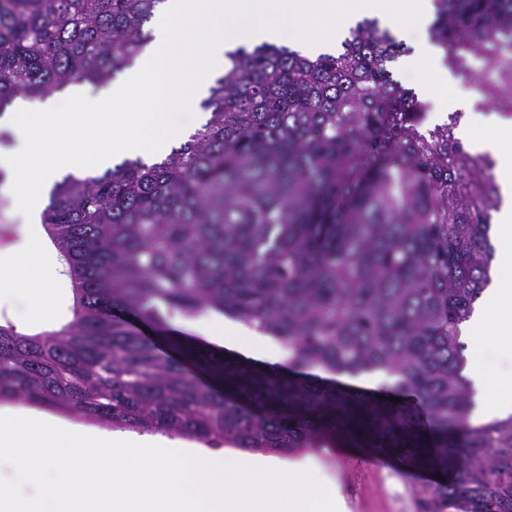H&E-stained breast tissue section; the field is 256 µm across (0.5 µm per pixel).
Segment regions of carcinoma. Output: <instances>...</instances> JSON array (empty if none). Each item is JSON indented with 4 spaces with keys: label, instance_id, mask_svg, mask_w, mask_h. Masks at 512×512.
<instances>
[{
    "label": "carcinoma",
    "instance_id": "cac0c4a2",
    "mask_svg": "<svg viewBox=\"0 0 512 512\" xmlns=\"http://www.w3.org/2000/svg\"><path fill=\"white\" fill-rule=\"evenodd\" d=\"M159 0H0V110L132 65ZM446 64L512 112V0H435ZM366 20L315 57L261 44L229 65L207 122L164 158L55 184L42 224L72 282L55 331L0 324V400L115 428L274 453L357 448L438 473L418 512H512V416L471 422L461 326L491 281L488 155L392 78ZM496 73L484 82L469 64ZM213 311L288 351L266 367L171 326ZM394 378L389 396L322 374Z\"/></svg>",
    "mask_w": 512,
    "mask_h": 512
}]
</instances>
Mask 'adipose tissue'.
<instances>
[{
    "label": "adipose tissue",
    "instance_id": "1",
    "mask_svg": "<svg viewBox=\"0 0 512 512\" xmlns=\"http://www.w3.org/2000/svg\"><path fill=\"white\" fill-rule=\"evenodd\" d=\"M469 147L488 151L498 159L497 177L503 205L497 214L494 229L496 243V272L498 284L489 289L483 310L474 316L465 327L466 334L476 343L493 346L497 352L512 363V301L501 302L502 284L512 279V154L505 152L499 143L486 135L475 137L465 134ZM204 336L228 349L250 353L257 358L278 360V353L266 346L267 337L254 328H245L233 322L205 327ZM468 373L481 386H494L492 396L485 402V416L504 418L512 414V371L499 378L497 384H490L479 362H471Z\"/></svg>",
    "mask_w": 512,
    "mask_h": 512
}]
</instances>
